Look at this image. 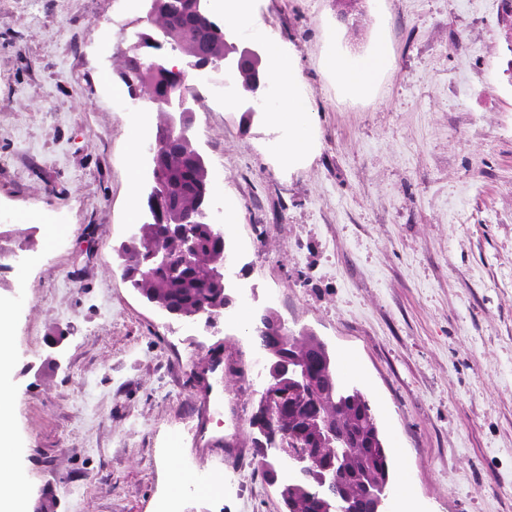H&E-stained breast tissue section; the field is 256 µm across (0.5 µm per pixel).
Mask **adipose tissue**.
Instances as JSON below:
<instances>
[{
	"instance_id": "1",
	"label": "adipose tissue",
	"mask_w": 512,
	"mask_h": 512,
	"mask_svg": "<svg viewBox=\"0 0 512 512\" xmlns=\"http://www.w3.org/2000/svg\"><path fill=\"white\" fill-rule=\"evenodd\" d=\"M265 58L269 75L286 88L269 118L288 130L281 154L283 162L291 165L312 152V104L302 89L296 58L286 55L277 44L266 46ZM389 61L388 43L380 38L368 53L330 55L324 68L335 76L345 91L363 95L371 90L376 79L388 68ZM10 329V315L0 311V512H28L26 497L22 492L26 477L15 461L17 449L12 433L15 395L6 382L12 361L8 341Z\"/></svg>"
}]
</instances>
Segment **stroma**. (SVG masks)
<instances>
[{
    "instance_id": "1",
    "label": "stroma",
    "mask_w": 512,
    "mask_h": 512,
    "mask_svg": "<svg viewBox=\"0 0 512 512\" xmlns=\"http://www.w3.org/2000/svg\"><path fill=\"white\" fill-rule=\"evenodd\" d=\"M113 0H0V214L36 225L12 312V430L30 512H157L176 474L219 477L186 512H283L252 453L262 378L239 312L307 330L368 397L411 479L413 512H512V85L499 0H252L263 39L294 53L314 158L279 164L278 126L209 102L191 138L211 171L244 296L217 327L175 318L123 276L139 135L119 77L133 29ZM390 64L369 95L323 69ZM139 192L150 190L140 154ZM62 339L61 350L50 343ZM222 369L208 370L210 357ZM42 372L29 370V363ZM209 452H202V443ZM178 449L175 466L165 460ZM390 50L387 41L380 37L370 52L352 55L347 52L330 55L324 63L325 70L336 76L338 84L354 95L368 93L376 79L388 68Z\"/></svg>"
}]
</instances>
